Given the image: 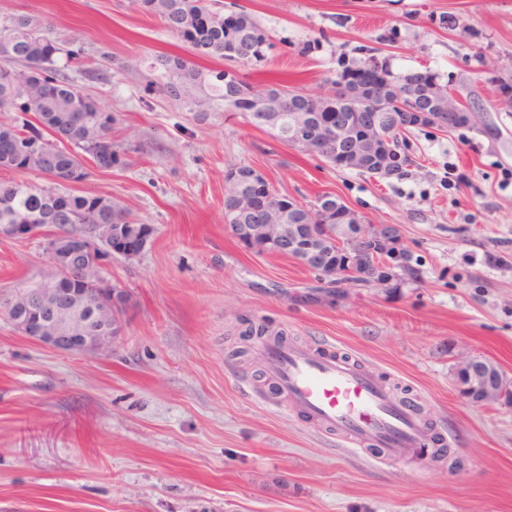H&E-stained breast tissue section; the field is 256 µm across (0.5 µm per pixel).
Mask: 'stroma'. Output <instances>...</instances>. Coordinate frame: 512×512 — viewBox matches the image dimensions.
Returning <instances> with one entry per match:
<instances>
[{
    "label": "stroma",
    "instance_id": "obj_1",
    "mask_svg": "<svg viewBox=\"0 0 512 512\" xmlns=\"http://www.w3.org/2000/svg\"><path fill=\"white\" fill-rule=\"evenodd\" d=\"M271 32L255 81L328 93L375 58L433 75L468 126L407 134L413 163L377 177L328 165L236 112L200 122L144 92V58L183 54L129 0H0L53 35L102 49L86 83L116 117L128 163L68 185L155 229L107 276L129 295L103 354L45 348L0 318V512H512V404L477 407L455 384L459 353L512 376V0H224ZM249 166L303 204L331 193L366 223L395 224L416 279L333 294L224 222L225 174ZM46 234L0 239V293L50 269ZM289 342H334L411 399L457 467L346 452L301 412L271 407L250 324Z\"/></svg>",
    "mask_w": 512,
    "mask_h": 512
}]
</instances>
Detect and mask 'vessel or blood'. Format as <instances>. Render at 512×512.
Returning a JSON list of instances; mask_svg holds the SVG:
<instances>
[{"mask_svg": "<svg viewBox=\"0 0 512 512\" xmlns=\"http://www.w3.org/2000/svg\"><path fill=\"white\" fill-rule=\"evenodd\" d=\"M269 382L292 409L336 434L353 453L373 449L382 460L434 451L433 435L414 405L390 394L385 381L359 369L332 342L300 346L261 341Z\"/></svg>", "mask_w": 512, "mask_h": 512, "instance_id": "obj_1", "label": "vessel or blood"}]
</instances>
